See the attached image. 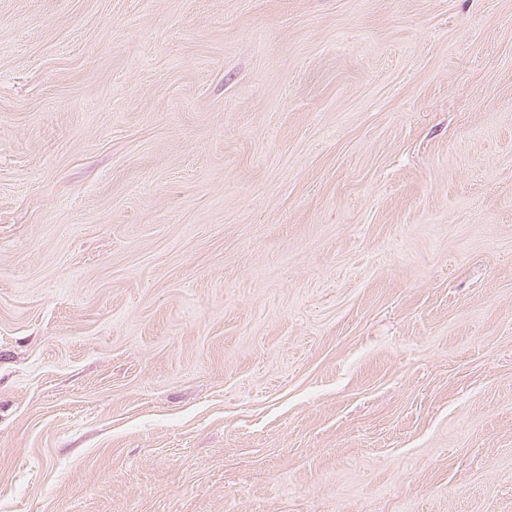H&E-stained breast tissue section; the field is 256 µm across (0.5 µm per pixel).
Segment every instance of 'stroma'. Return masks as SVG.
<instances>
[{
	"label": "stroma",
	"instance_id": "obj_1",
	"mask_svg": "<svg viewBox=\"0 0 512 512\" xmlns=\"http://www.w3.org/2000/svg\"><path fill=\"white\" fill-rule=\"evenodd\" d=\"M0 512H512V0H0Z\"/></svg>",
	"mask_w": 512,
	"mask_h": 512
}]
</instances>
